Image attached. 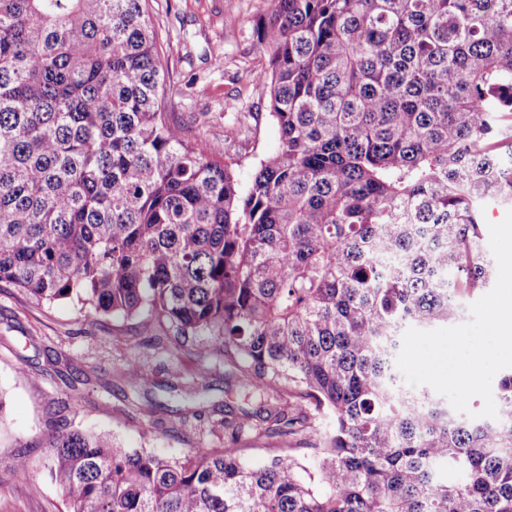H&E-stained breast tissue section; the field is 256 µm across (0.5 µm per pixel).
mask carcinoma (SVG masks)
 <instances>
[{
    "label": "carcinoma",
    "mask_w": 512,
    "mask_h": 512,
    "mask_svg": "<svg viewBox=\"0 0 512 512\" xmlns=\"http://www.w3.org/2000/svg\"><path fill=\"white\" fill-rule=\"evenodd\" d=\"M272 2L279 148L243 192L167 111L149 0H0V286L209 335L259 404L182 456L53 429L64 512H512V370L474 419L396 366L496 273L512 0ZM121 378L155 385L138 358Z\"/></svg>",
    "instance_id": "cac0c4a2"
}]
</instances>
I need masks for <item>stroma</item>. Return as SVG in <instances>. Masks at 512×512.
<instances>
[{
  "label": "stroma",
  "mask_w": 512,
  "mask_h": 512,
  "mask_svg": "<svg viewBox=\"0 0 512 512\" xmlns=\"http://www.w3.org/2000/svg\"><path fill=\"white\" fill-rule=\"evenodd\" d=\"M169 88L167 103L198 141L224 147L241 187H249L261 160L278 149L269 117L259 25L270 0H150ZM140 357L150 377L190 391L201 385L200 414L130 402L119 377ZM70 401L66 410L57 403ZM211 337H197L174 357L122 322L97 316L70 301L40 305L13 288H0V512H62L59 490L43 468L47 449L36 442L55 424L105 433L127 448L167 456L224 445V429L211 405H239ZM29 446L30 478L11 470L20 446Z\"/></svg>",
  "instance_id": "35a3bbf8"
}]
</instances>
